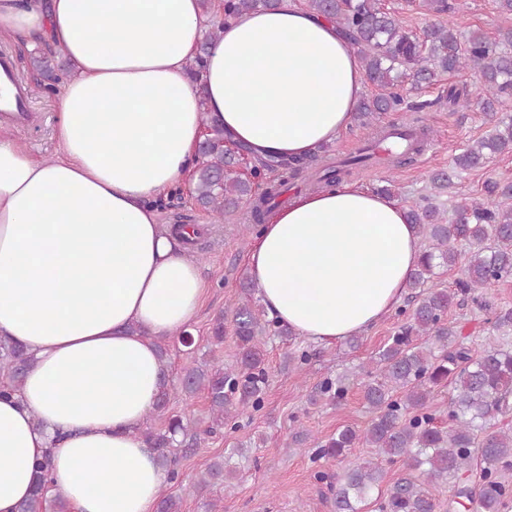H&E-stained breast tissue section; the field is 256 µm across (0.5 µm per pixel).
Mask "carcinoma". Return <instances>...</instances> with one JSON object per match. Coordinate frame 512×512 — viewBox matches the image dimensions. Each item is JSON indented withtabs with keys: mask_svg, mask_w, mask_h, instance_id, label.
<instances>
[{
	"mask_svg": "<svg viewBox=\"0 0 512 512\" xmlns=\"http://www.w3.org/2000/svg\"><path fill=\"white\" fill-rule=\"evenodd\" d=\"M275 0H222L224 19L269 8ZM303 6L336 23L354 47L368 80L379 92L360 102L356 117L370 126L385 112H410L412 122H421V113L441 100H410L400 91L401 79L408 77L414 88L432 84L445 75L468 70L480 77L483 96L472 101L467 88L451 86L446 100L453 110L477 104L484 112H499L512 97V29L491 38L480 31L467 35L451 27L438 26L416 36L400 28L381 0H303ZM30 64L43 77V89L59 81L60 65L55 54L38 52ZM200 142L202 161L193 175V196L203 208L221 219L243 203L252 211V223L260 224L272 202L280 198L287 180L267 182L257 191L256 179L278 169L296 177L317 170L318 155L295 162L258 159L253 177L235 169L236 152L227 148L223 129L206 125ZM512 153V115L496 119L485 138L463 145L452 160L451 170L429 177L428 194L406 212L425 242L422 260L412 273L408 287L418 290L410 297L411 308L400 310L405 321L389 338L375 360V367L358 375L324 377L310 395V403L340 404L352 386H361L363 399L374 416L363 429L344 427L320 443L318 459L343 460L359 446L374 449V456L348 465L336 487V512H359L357 504L378 485L380 465L399 463L405 470L380 502V512H436L441 483L448 482V496L465 498L478 512H502L512 498V485L503 471L512 469V431L488 430L489 422L512 411V350L484 348L473 351L458 344V331L448 323V310L455 300H478L477 292L494 281L512 278V181L490 180L481 198L462 197L447 219L439 198L455 188L458 173L483 165L493 156ZM371 159L368 149L342 162L346 170H329L316 178L314 189L342 183L340 173ZM460 268L456 288L434 284L438 269ZM240 296L231 304L236 354L228 367L208 365L185 367L172 380L162 378L161 391L153 413L167 416V426L145 431L146 443L154 448L160 465L171 478L178 472L177 449L196 448L205 437L224 428L245 411L264 405L269 386L264 367L265 345L277 338L292 340L288 326L268 318L253 300L255 286L244 278ZM30 367L23 348L0 344V397L20 388ZM451 386L448 420L436 422L432 410L433 391ZM176 388L187 394L206 395L211 422L167 415L170 392ZM242 443L227 458L211 461L199 475L196 489L239 478L230 457L241 454ZM36 487L31 497L20 503L18 512H69L58 497L48 502V463L35 465Z\"/></svg>",
	"mask_w": 512,
	"mask_h": 512,
	"instance_id": "obj_1",
	"label": "carcinoma"
}]
</instances>
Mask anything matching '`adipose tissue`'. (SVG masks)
Wrapping results in <instances>:
<instances>
[{"instance_id":"1","label":"adipose tissue","mask_w":512,"mask_h":512,"mask_svg":"<svg viewBox=\"0 0 512 512\" xmlns=\"http://www.w3.org/2000/svg\"><path fill=\"white\" fill-rule=\"evenodd\" d=\"M200 0H0V32L63 50L58 156L0 133V338L34 358L0 398V512L50 458L71 512H156L169 474L141 431L159 341L208 288L154 203L197 166L205 122L260 156L302 158L346 129L366 75L330 19L294 0L226 22L198 71ZM424 245L397 201L354 184L274 210L245 257L270 317L333 344L404 295Z\"/></svg>"}]
</instances>
